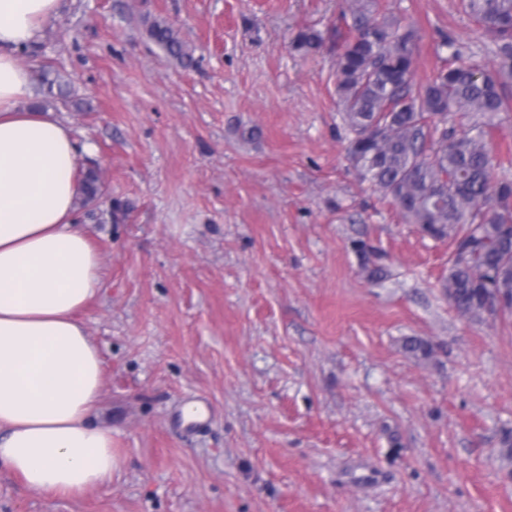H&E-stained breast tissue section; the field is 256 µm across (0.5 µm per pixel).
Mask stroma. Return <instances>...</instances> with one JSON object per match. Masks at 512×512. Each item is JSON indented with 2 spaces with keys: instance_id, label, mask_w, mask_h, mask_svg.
I'll list each match as a JSON object with an SVG mask.
<instances>
[{
  "instance_id": "1",
  "label": "stroma",
  "mask_w": 512,
  "mask_h": 512,
  "mask_svg": "<svg viewBox=\"0 0 512 512\" xmlns=\"http://www.w3.org/2000/svg\"><path fill=\"white\" fill-rule=\"evenodd\" d=\"M360 3L414 26L417 82L444 35L496 66L459 0ZM350 6L63 0L19 54L69 81L73 104L35 98L102 180L76 209L101 263L78 318L118 466L74 497L0 467V512H512V314L459 313L447 240L350 162L335 81ZM155 19L193 66L149 37ZM305 29L323 50L293 49Z\"/></svg>"
}]
</instances>
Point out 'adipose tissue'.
Returning a JSON list of instances; mask_svg holds the SVG:
<instances>
[{"label":"adipose tissue","instance_id":"obj_1","mask_svg":"<svg viewBox=\"0 0 512 512\" xmlns=\"http://www.w3.org/2000/svg\"><path fill=\"white\" fill-rule=\"evenodd\" d=\"M62 0H0V466L29 490L73 496L107 485L111 429L91 416L103 359L77 315L100 258L75 217L79 149L52 114L23 112L33 44Z\"/></svg>","mask_w":512,"mask_h":512}]
</instances>
